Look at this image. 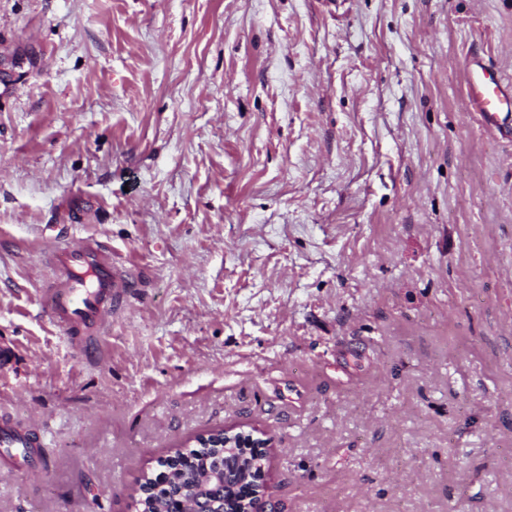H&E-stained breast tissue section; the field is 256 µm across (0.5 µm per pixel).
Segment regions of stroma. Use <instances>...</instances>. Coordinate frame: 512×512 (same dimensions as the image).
I'll use <instances>...</instances> for the list:
<instances>
[{
    "label": "stroma",
    "mask_w": 512,
    "mask_h": 512,
    "mask_svg": "<svg viewBox=\"0 0 512 512\" xmlns=\"http://www.w3.org/2000/svg\"><path fill=\"white\" fill-rule=\"evenodd\" d=\"M512 0H0V512H138L212 429L279 512H512ZM131 281L78 346L47 246ZM468 87L470 110L481 125L491 132L510 134L506 117L512 112V84L498 69L476 62L468 68ZM38 441L30 430L20 423L2 418L0 423V447L19 458L28 454V448H36Z\"/></svg>",
    "instance_id": "obj_1"
}]
</instances>
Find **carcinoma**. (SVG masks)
Instances as JSON below:
<instances>
[{
	"label": "carcinoma",
	"mask_w": 512,
	"mask_h": 512,
	"mask_svg": "<svg viewBox=\"0 0 512 512\" xmlns=\"http://www.w3.org/2000/svg\"><path fill=\"white\" fill-rule=\"evenodd\" d=\"M210 437L209 448L176 449L159 461L158 473L145 474L139 481L143 512H175L179 501L193 496L215 504L216 512L241 507V500L264 491L261 480L262 458L242 448H224L221 434ZM235 468L241 479L224 481V469Z\"/></svg>",
	"instance_id": "obj_1"
}]
</instances>
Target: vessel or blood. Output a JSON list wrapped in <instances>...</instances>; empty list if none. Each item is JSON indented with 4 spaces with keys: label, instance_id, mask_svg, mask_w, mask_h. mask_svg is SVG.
<instances>
[{
    "label": "vessel or blood",
    "instance_id": "obj_1",
    "mask_svg": "<svg viewBox=\"0 0 512 512\" xmlns=\"http://www.w3.org/2000/svg\"><path fill=\"white\" fill-rule=\"evenodd\" d=\"M468 87L470 109L486 130L503 134L512 129L505 119L512 112V83L498 69L477 63L468 70ZM49 268L43 295L47 313L81 343L95 342L101 325L127 293L126 270L114 259L111 246L92 238L50 249ZM37 444L27 427L0 420V447L12 456H23Z\"/></svg>",
    "mask_w": 512,
    "mask_h": 512
}]
</instances>
